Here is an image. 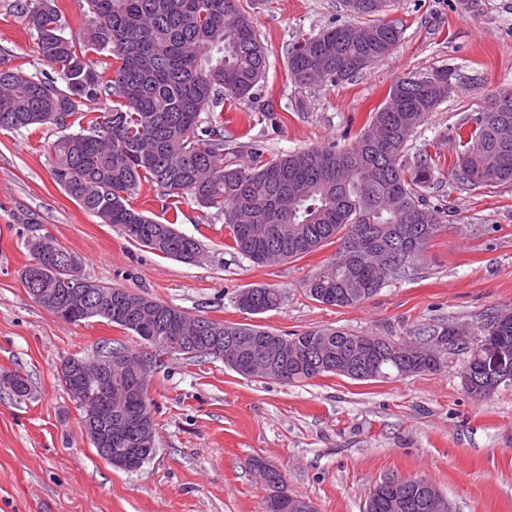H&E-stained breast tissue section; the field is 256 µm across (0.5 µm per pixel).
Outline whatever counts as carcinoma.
<instances>
[{
	"label": "carcinoma",
	"mask_w": 512,
	"mask_h": 512,
	"mask_svg": "<svg viewBox=\"0 0 512 512\" xmlns=\"http://www.w3.org/2000/svg\"><path fill=\"white\" fill-rule=\"evenodd\" d=\"M240 0H85V22L76 30L62 20L58 0H18L17 7L37 41L41 60L59 72L64 85L49 78L25 75L0 58V129L20 131L43 125L65 131L53 144L51 173L55 182L82 209L104 224L121 228L128 240L156 254L193 264L200 260V240L179 232L175 223L160 224L127 204L144 182L179 197L189 194L205 209L224 215L230 248L257 265L301 258L327 242L339 243L336 254L307 282L308 295L329 306L358 305L388 281L411 267L427 246L397 238L396 228H430L437 232L448 214L431 203L429 187L440 159L429 152L408 157L407 142L430 112L448 98L455 69L411 74L396 81L384 105L373 113L344 149L313 147L274 158L253 144L224 139V104L253 98L267 68V53L254 20ZM383 0H344L347 11L371 16ZM394 24L377 20L363 25L341 24L301 37L288 52V69L300 85L339 83L360 75L389 56L400 40ZM90 53H108L119 60L111 74L98 70ZM112 106L89 109L102 97ZM512 123V89L493 96L475 118L454 128L453 173L467 186L512 182V142L503 145L497 125ZM79 130L68 132L72 126ZM84 266L83 258L55 241L42 260L21 270L34 301L51 293L68 298L60 258ZM90 287L125 306L148 298L96 281ZM278 289L252 286L238 294L245 314L278 308ZM157 318L142 323L130 312L124 317H98L139 338L165 335L167 321H181L182 335H199L205 317L160 302ZM223 335L257 337L260 350L288 349L284 382L295 383L332 374L314 364L332 347L355 346L370 337L342 328H314L282 336L249 323L221 322ZM466 337L462 347L436 352L422 347L431 336ZM501 343L512 366V309L499 311L480 326L474 339L462 328L441 325L416 330L402 354H392L391 339L377 338L360 381L437 372L449 360L467 358L485 377L496 375L498 358L482 348L487 337ZM256 479L271 491L266 512H286L280 503L301 496L284 492L282 473L266 462L252 463ZM371 512H417L389 507L381 485L371 490Z\"/></svg>",
	"instance_id": "cac0c4a2"
}]
</instances>
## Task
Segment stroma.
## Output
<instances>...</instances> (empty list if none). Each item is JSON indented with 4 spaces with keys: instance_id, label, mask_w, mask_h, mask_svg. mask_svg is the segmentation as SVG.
Masks as SVG:
<instances>
[{
    "instance_id": "1",
    "label": "stroma",
    "mask_w": 512,
    "mask_h": 512,
    "mask_svg": "<svg viewBox=\"0 0 512 512\" xmlns=\"http://www.w3.org/2000/svg\"><path fill=\"white\" fill-rule=\"evenodd\" d=\"M16 0H0V57L29 76H51ZM268 51L255 100L224 114V134L252 141L265 157L350 145L393 83L457 67L448 99L419 126L408 155L440 153L446 166L425 192L448 220L404 278L365 302L328 306L306 283L336 244L299 259L256 265L228 246L223 216L193 198L142 183L134 210L201 240L196 264L156 255L119 227L84 211L51 176L59 131L0 130V375L24 376L18 402L0 389V512H266L256 459L277 467L289 492L317 512H364L383 477H423L453 512H512V387L490 398L462 386L464 357L438 372L356 381L339 375L286 384L246 378L216 358L171 356L150 379L157 450L140 469L102 460L83 434L61 381L65 357H89L106 341L138 348L132 332L91 318L57 319L20 277L31 236H48L85 259L91 280L190 314L251 323L279 334L313 328L398 339L440 324L482 325L512 308V183L465 187L452 175V131L512 88V0H390L380 14L401 31L395 50L352 80L302 86L288 76V48L302 36L349 21L343 0H240ZM279 289L278 309L242 313L238 293Z\"/></svg>"
}]
</instances>
